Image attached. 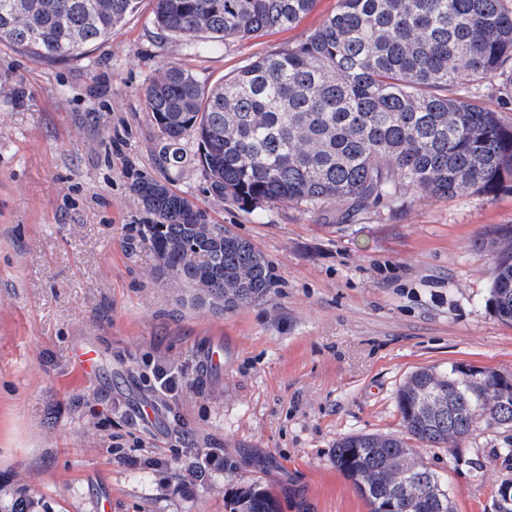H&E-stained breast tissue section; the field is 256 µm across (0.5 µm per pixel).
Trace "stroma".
Instances as JSON below:
<instances>
[{
    "mask_svg": "<svg viewBox=\"0 0 512 512\" xmlns=\"http://www.w3.org/2000/svg\"><path fill=\"white\" fill-rule=\"evenodd\" d=\"M154 6L138 0L111 37L63 61L0 44V506L229 512L256 486L278 512H369L336 469L338 439L400 431L396 394L418 368L512 371V324L486 304L493 265L477 247L512 226V190L356 212L250 215L217 200L192 158L160 167L146 86L172 65L210 86L304 40L337 0L204 52L164 36ZM145 177L271 260L265 303H177L138 237L132 185ZM83 349L98 354L86 377L72 363ZM164 361L182 376L171 399L151 374ZM510 439L483 428L416 456L445 476L455 512H496ZM210 452L223 468L192 478Z\"/></svg>",
    "mask_w": 512,
    "mask_h": 512,
    "instance_id": "stroma-1",
    "label": "stroma"
}]
</instances>
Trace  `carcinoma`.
Listing matches in <instances>:
<instances>
[{"mask_svg": "<svg viewBox=\"0 0 512 512\" xmlns=\"http://www.w3.org/2000/svg\"><path fill=\"white\" fill-rule=\"evenodd\" d=\"M314 0H155L169 37L199 51L297 24ZM136 0H0V44L49 61L77 57L107 38ZM498 76L512 84V0H338L307 38L256 57L204 88L166 68L145 89L160 133L163 168L198 146L213 196L246 213L270 203L316 210L404 207L411 196L487 195L512 183V125L477 102ZM147 215L142 243L157 278L186 290L179 302L216 313L262 303L271 260L222 224L209 222L167 180L133 187ZM491 256L486 300L512 322V227L478 244ZM420 368L396 395L405 434L351 433L336 442V469L371 512H453L448 482L415 458L412 443L458 448L474 432L512 422L502 371ZM229 512H276L259 487Z\"/></svg>", "mask_w": 512, "mask_h": 512, "instance_id": "cac0c4a2", "label": "carcinoma"}]
</instances>
